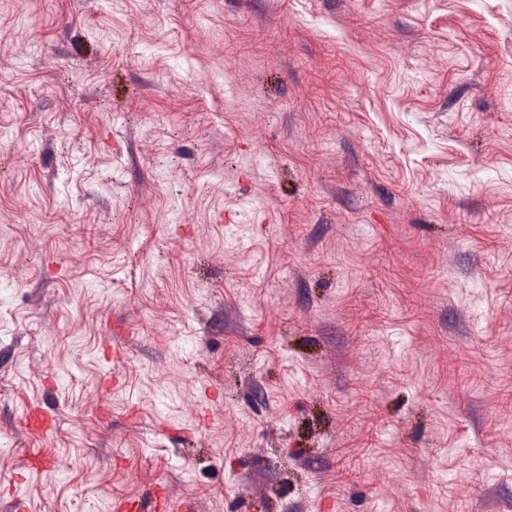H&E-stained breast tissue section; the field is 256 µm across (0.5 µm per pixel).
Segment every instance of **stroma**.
Returning <instances> with one entry per match:
<instances>
[{
  "instance_id": "stroma-1",
  "label": "stroma",
  "mask_w": 512,
  "mask_h": 512,
  "mask_svg": "<svg viewBox=\"0 0 512 512\" xmlns=\"http://www.w3.org/2000/svg\"><path fill=\"white\" fill-rule=\"evenodd\" d=\"M161 487L512 512V0H0V512Z\"/></svg>"
}]
</instances>
